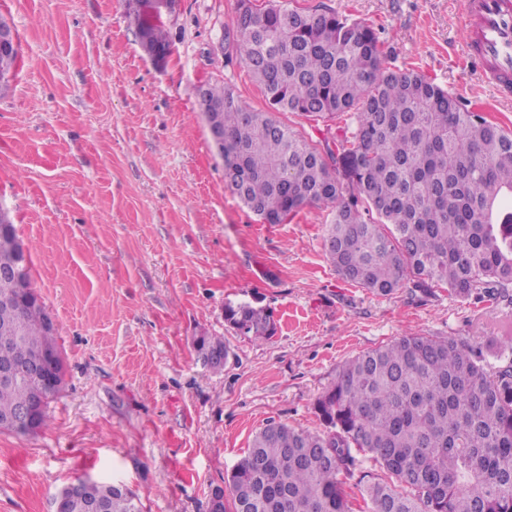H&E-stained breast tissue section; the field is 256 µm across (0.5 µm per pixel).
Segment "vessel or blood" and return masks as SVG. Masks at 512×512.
Returning <instances> with one entry per match:
<instances>
[{
	"instance_id": "vessel-or-blood-1",
	"label": "vessel or blood",
	"mask_w": 512,
	"mask_h": 512,
	"mask_svg": "<svg viewBox=\"0 0 512 512\" xmlns=\"http://www.w3.org/2000/svg\"><path fill=\"white\" fill-rule=\"evenodd\" d=\"M468 55L503 99L512 98V0H460Z\"/></svg>"
}]
</instances>
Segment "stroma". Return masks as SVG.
I'll return each instance as SVG.
<instances>
[{"label": "stroma", "mask_w": 512, "mask_h": 512, "mask_svg": "<svg viewBox=\"0 0 512 512\" xmlns=\"http://www.w3.org/2000/svg\"><path fill=\"white\" fill-rule=\"evenodd\" d=\"M325 2L379 32L386 67L415 68L512 130V99L467 56L457 0ZM233 8L181 0L159 67L127 0H0L19 42L0 83V207L65 361L48 427L0 430V512H52L85 476L135 490L145 512H207L266 423L319 429L316 398L358 353L418 333L458 339L491 368L512 357V308L350 286L325 255L327 209L264 224L226 187L197 89L224 83L266 107L247 70L225 64ZM242 302L270 310L272 337L225 321ZM203 332L224 338L222 372L197 360Z\"/></svg>", "instance_id": "35a3bbf8"}]
</instances>
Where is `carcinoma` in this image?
Returning <instances> with one entry per match:
<instances>
[{
	"mask_svg": "<svg viewBox=\"0 0 512 512\" xmlns=\"http://www.w3.org/2000/svg\"><path fill=\"white\" fill-rule=\"evenodd\" d=\"M137 37L171 53L164 24L130 10ZM226 65L260 85L257 111L226 84H208L222 106L224 180L265 224L306 206L330 211L326 256L347 283L388 296L412 284L461 299L512 305V131L413 69L383 66L370 26L321 2L235 0L224 24ZM294 114L313 139L283 122ZM24 242L0 233V262ZM0 276V354L61 353L48 311ZM224 319L258 339L275 331L270 311L228 305ZM202 348L229 358L224 337ZM54 392L34 379L0 382V421ZM314 411L312 432L271 422L257 432L228 479L233 512H353L340 476L353 477L364 452L386 478L362 475L363 512H512V362L486 368L454 338L408 333L346 361ZM143 512L139 496L88 480L63 512Z\"/></svg>",
	"mask_w": 512,
	"mask_h": 512,
	"instance_id": "obj_1",
	"label": "carcinoma"
}]
</instances>
